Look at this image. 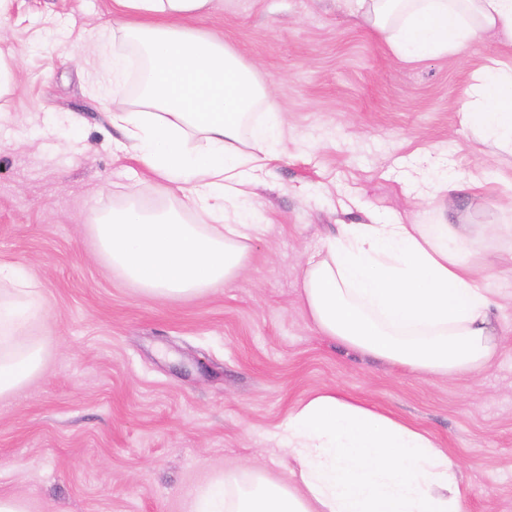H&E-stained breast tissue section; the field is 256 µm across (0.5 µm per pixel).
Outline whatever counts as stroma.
Here are the masks:
<instances>
[{"instance_id":"obj_1","label":"stroma","mask_w":512,"mask_h":512,"mask_svg":"<svg viewBox=\"0 0 512 512\" xmlns=\"http://www.w3.org/2000/svg\"><path fill=\"white\" fill-rule=\"evenodd\" d=\"M113 0H9L0 50V263L48 301L43 372L0 401V495L31 512H188L218 476L287 480L274 436L331 386L428 431L461 465L464 512H512V346L485 373L421 378L321 336L300 304L306 256L342 224L436 222L425 182L484 170L451 193L452 224L512 222V153L482 141L461 104L481 70L512 66L495 38L460 55L396 58L336 0H214L188 33L223 41L269 85L285 151L248 199L267 230L245 274L195 296L145 292L113 271L92 214L168 207L112 141L125 92L104 89L100 33Z\"/></svg>"}]
</instances>
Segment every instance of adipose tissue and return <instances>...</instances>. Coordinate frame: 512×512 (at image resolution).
<instances>
[{
  "label": "adipose tissue",
  "instance_id": "adipose-tissue-1",
  "mask_svg": "<svg viewBox=\"0 0 512 512\" xmlns=\"http://www.w3.org/2000/svg\"><path fill=\"white\" fill-rule=\"evenodd\" d=\"M213 0H114L118 14L100 42V67L122 87L136 68L132 110L112 115L125 150L164 194L206 216L132 202L95 218L91 230L113 269L156 295L190 296L234 279L263 226L238 203L270 174L283 121L253 70L218 40L190 37L180 21ZM403 60L462 52L489 35L512 45V0H339ZM119 50H109L110 40ZM480 110L463 103L484 140L512 149V67L480 75ZM267 113L252 118L257 105ZM512 256V224L482 237L431 224H345L309 255L300 302L320 335L420 377L487 370L504 348L499 313L512 294L492 296L494 261L474 260L479 240ZM48 314L37 282L0 264V400L25 388L46 359L35 324ZM295 467L286 482L235 475L197 490L191 512H463L468 487L456 459L431 435L340 389L299 401L277 435Z\"/></svg>",
  "mask_w": 512,
  "mask_h": 512
}]
</instances>
